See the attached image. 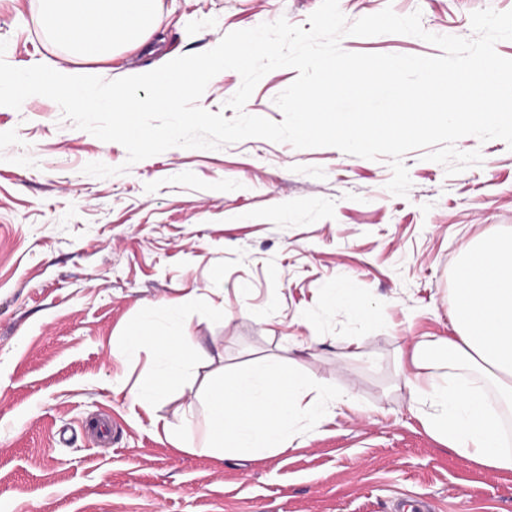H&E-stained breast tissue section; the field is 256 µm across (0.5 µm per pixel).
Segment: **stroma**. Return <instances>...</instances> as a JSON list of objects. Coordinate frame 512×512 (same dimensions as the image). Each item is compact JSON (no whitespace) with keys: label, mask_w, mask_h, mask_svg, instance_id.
<instances>
[{"label":"stroma","mask_w":512,"mask_h":512,"mask_svg":"<svg viewBox=\"0 0 512 512\" xmlns=\"http://www.w3.org/2000/svg\"><path fill=\"white\" fill-rule=\"evenodd\" d=\"M320 0H159L148 46L89 62L40 25L39 0H0L5 60L60 65L106 81L214 48L229 32L286 18L307 26ZM418 11L431 33L472 37L470 16L512 0H339L347 21ZM351 53L439 56L403 34L344 36ZM267 73L244 106L282 121L296 78ZM481 165L450 176L407 152V197L386 188L388 158L250 138L174 147L127 164L125 148L75 127L48 98L0 109V512H392L424 496L433 512H512V472L442 445L410 403L413 339L450 336L467 251L512 232V149L461 138ZM91 162L126 165L97 178ZM350 283L360 320L335 297ZM179 300L169 313L167 303ZM153 320L184 327L192 364L152 412L131 394L154 381L151 349L114 351ZM275 359L351 393L357 410L301 422L290 446L255 457L207 448L209 397ZM114 422L109 442L93 425ZM191 421L185 448L164 425Z\"/></svg>","instance_id":"stroma-1"}]
</instances>
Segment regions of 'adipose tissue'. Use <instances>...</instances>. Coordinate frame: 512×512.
<instances>
[{
    "mask_svg": "<svg viewBox=\"0 0 512 512\" xmlns=\"http://www.w3.org/2000/svg\"><path fill=\"white\" fill-rule=\"evenodd\" d=\"M40 23L75 52L94 60L123 44L144 45L157 0H42ZM447 339H414L407 379L412 403L426 406L435 437L475 464L512 471V233L491 234L459 270ZM446 370L431 372L433 360ZM347 393L316 386L277 362L243 373L210 397V448L259 455L288 447L297 422L323 423L354 405Z\"/></svg>",
    "mask_w": 512,
    "mask_h": 512,
    "instance_id": "1",
    "label": "adipose tissue"
}]
</instances>
